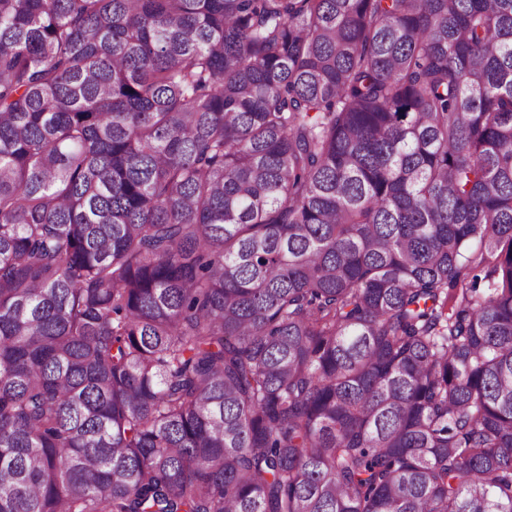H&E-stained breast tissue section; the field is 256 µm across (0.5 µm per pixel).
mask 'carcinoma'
<instances>
[{
  "instance_id": "carcinoma-1",
  "label": "carcinoma",
  "mask_w": 512,
  "mask_h": 512,
  "mask_svg": "<svg viewBox=\"0 0 512 512\" xmlns=\"http://www.w3.org/2000/svg\"><path fill=\"white\" fill-rule=\"evenodd\" d=\"M0 512H512V0H0Z\"/></svg>"
}]
</instances>
